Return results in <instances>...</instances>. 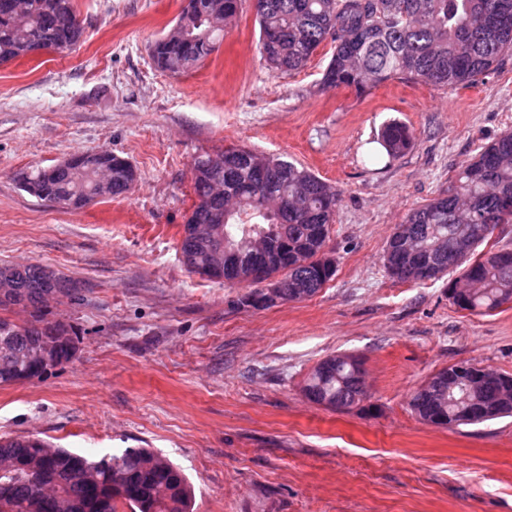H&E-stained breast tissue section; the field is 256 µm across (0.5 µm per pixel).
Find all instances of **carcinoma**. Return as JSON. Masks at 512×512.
I'll return each mask as SVG.
<instances>
[{
    "label": "carcinoma",
    "mask_w": 512,
    "mask_h": 512,
    "mask_svg": "<svg viewBox=\"0 0 512 512\" xmlns=\"http://www.w3.org/2000/svg\"><path fill=\"white\" fill-rule=\"evenodd\" d=\"M244 0H204L203 7L228 25ZM260 26L259 55L273 72L304 67L327 40L333 52L324 71L326 89L357 94L395 77L443 87H467L512 52V0H255ZM191 26L190 39H156L150 55L156 67L174 75L203 63L224 39L210 19L182 11L176 23ZM82 36L74 0H28L22 14L0 8V64L37 50L73 49ZM414 132L399 121L386 124L379 143L390 158L409 150ZM76 165H49L23 174L22 189L41 201L65 200L71 210L91 203L85 192L108 172L100 198L128 193L137 171L125 158L106 153L72 155ZM196 201L180 243L187 270L229 285L245 284L243 308L262 304L263 282L276 281L290 301L317 294L336 274L325 261L340 193L305 167L245 147L196 157L191 166ZM512 221V130H506L454 171L448 188L414 209L398 225L386 249L393 250L390 278L402 283L439 281L448 273L449 298L461 310L487 314L512 302V248L481 246L500 224ZM199 224L220 226V240L196 233ZM420 238L417 264L430 269L417 277L400 255L404 234ZM264 235L305 264L293 266L278 254L237 257L227 270L213 264L219 244L234 253L246 236ZM9 290L0 311L19 307L22 323L0 316V386L42 379L71 361L77 347L72 325L55 319L46 298L80 300V284L44 265L0 266ZM453 367L433 374L411 396L409 407L424 423L463 424L457 413L467 402L483 408L473 423L512 416V375L472 393L448 385ZM363 362L337 354L319 361L303 393L311 402L346 411L366 399ZM192 490L182 470L150 448H126L89 458L34 436L0 438V512H191Z\"/></svg>",
    "instance_id": "obj_1"
}]
</instances>
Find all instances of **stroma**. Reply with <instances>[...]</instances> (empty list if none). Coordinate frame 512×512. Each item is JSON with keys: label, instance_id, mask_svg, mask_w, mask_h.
I'll list each match as a JSON object with an SVG mask.
<instances>
[{"label": "stroma", "instance_id": "stroma-1", "mask_svg": "<svg viewBox=\"0 0 512 512\" xmlns=\"http://www.w3.org/2000/svg\"><path fill=\"white\" fill-rule=\"evenodd\" d=\"M74 4L76 50L0 65V263L48 265L86 288L58 308L76 330L75 358L0 386V436L86 454L154 449L192 483L193 512H512V418L448 429L408 406L460 360L512 374V303L471 314L445 281L397 283L382 262L395 226L512 129V54L469 87L330 90L331 46L301 70L266 68L245 0L217 51L172 75L149 45L184 0ZM394 119L417 139L391 158L377 137ZM232 145L286 156L340 190L327 244L336 275L313 297L243 309L245 286L182 263L191 164ZM97 151L135 166L128 194L74 211L19 184ZM333 354L363 358L364 408L303 395Z\"/></svg>", "mask_w": 512, "mask_h": 512}]
</instances>
